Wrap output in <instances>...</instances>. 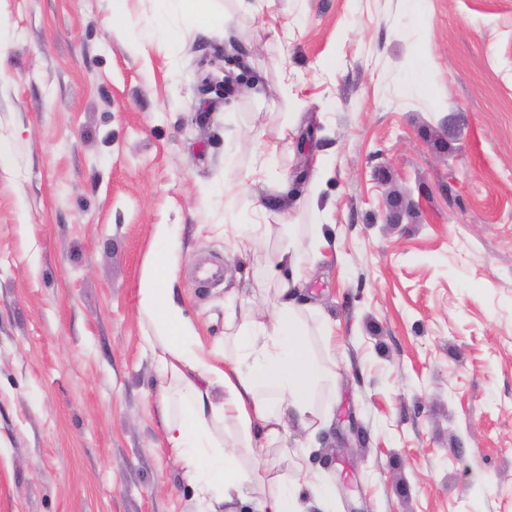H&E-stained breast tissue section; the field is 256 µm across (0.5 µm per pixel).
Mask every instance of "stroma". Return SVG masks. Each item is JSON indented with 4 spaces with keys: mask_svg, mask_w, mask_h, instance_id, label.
<instances>
[{
    "mask_svg": "<svg viewBox=\"0 0 512 512\" xmlns=\"http://www.w3.org/2000/svg\"><path fill=\"white\" fill-rule=\"evenodd\" d=\"M196 9L224 21L0 0V512H197L139 285L172 225L175 298L222 355L224 287L193 269L236 272L224 227L260 204L327 209L341 250L304 286L333 330L305 445L334 512H512V0ZM261 140L287 182L251 183Z\"/></svg>",
    "mask_w": 512,
    "mask_h": 512,
    "instance_id": "stroma-1",
    "label": "stroma"
}]
</instances>
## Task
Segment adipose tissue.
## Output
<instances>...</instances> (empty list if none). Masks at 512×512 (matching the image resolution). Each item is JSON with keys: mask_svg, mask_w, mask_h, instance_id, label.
Listing matches in <instances>:
<instances>
[{"mask_svg": "<svg viewBox=\"0 0 512 512\" xmlns=\"http://www.w3.org/2000/svg\"><path fill=\"white\" fill-rule=\"evenodd\" d=\"M324 214L309 225L312 245L303 248L298 225L277 213L272 223L237 228L233 250L240 257L270 236L281 244L266 253L274 281L269 316L246 318L238 289L224 297V365L216 367L202 350L195 325L174 300L172 257L159 251L140 282L138 312L144 340L157 363L165 446L184 470L199 507L215 512H304L303 491L320 501L332 496L304 465L292 475L273 477L267 451L299 447L295 431L313 432L323 421L321 392L336 387V371L317 354L313 336L331 339L321 309L302 302L300 291L323 250L336 246L322 231ZM221 400H214V392ZM233 435H225L226 422Z\"/></svg>", "mask_w": 512, "mask_h": 512, "instance_id": "adipose-tissue-1", "label": "adipose tissue"}]
</instances>
